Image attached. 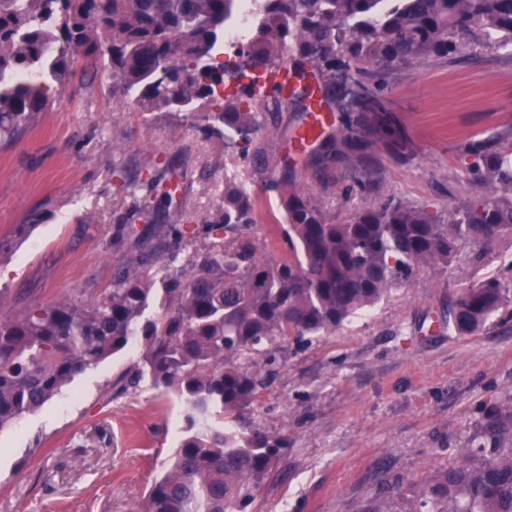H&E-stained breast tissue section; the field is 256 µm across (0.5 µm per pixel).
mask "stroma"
<instances>
[{
  "mask_svg": "<svg viewBox=\"0 0 512 512\" xmlns=\"http://www.w3.org/2000/svg\"><path fill=\"white\" fill-rule=\"evenodd\" d=\"M380 97L415 148L405 163L375 158L382 191L442 216L469 191L458 176L459 146L512 125V51L396 68ZM310 122L283 110L255 147L269 159L292 156L298 183L340 217L372 205L371 195L344 199L345 166L326 188L305 164L300 136ZM224 150L186 113L137 111L113 94L107 72L77 58L37 125L0 148V238L13 242L0 259V304L15 311L33 297L91 299L109 287L135 255L119 231L121 177L172 154L187 172L181 196L196 235L172 245L166 264L186 268L212 242L201 228L224 192V174L214 168ZM256 216L268 251L287 256L274 193L258 190ZM28 223L32 231L17 235ZM511 260L512 240L488 253L464 249L334 332L245 355L249 367L272 374L246 419L288 443L248 512H408V496L387 490L388 481L433 475L480 406L512 394V306L469 335L434 325L453 291ZM135 361L131 350L111 356L0 432V512H139L184 418L178 400L149 386L116 394Z\"/></svg>",
  "mask_w": 512,
  "mask_h": 512,
  "instance_id": "1",
  "label": "stroma"
}]
</instances>
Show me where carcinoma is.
<instances>
[{
  "label": "carcinoma",
  "mask_w": 512,
  "mask_h": 512,
  "mask_svg": "<svg viewBox=\"0 0 512 512\" xmlns=\"http://www.w3.org/2000/svg\"><path fill=\"white\" fill-rule=\"evenodd\" d=\"M242 37L225 46V30ZM493 45L512 49V0H0V146L38 121L63 91L75 56L95 57L140 112H204V130L235 140L224 196L206 222L217 235L187 275L165 272V253L190 232L177 199L176 161L126 186L137 256L93 300H32L0 312V430L41 410L76 376L130 348L124 392L141 383L185 406L184 436L141 512H247L275 466L283 438L242 425L269 376L239 359L283 341L336 330L423 266H448L467 247L512 238V127L460 147L461 177L476 196L443 219L387 195L340 219L301 188L288 156L256 165L250 146L290 103L336 107L308 163L331 182L342 163L347 191L373 193L366 162L414 155L377 109L384 74L437 56ZM227 59L216 63L217 50ZM277 194L288 258L255 232V187ZM512 302V261L448 297L436 323L459 335L483 329ZM411 512H512V394L485 404L448 465L409 485Z\"/></svg>",
  "instance_id": "1"
}]
</instances>
